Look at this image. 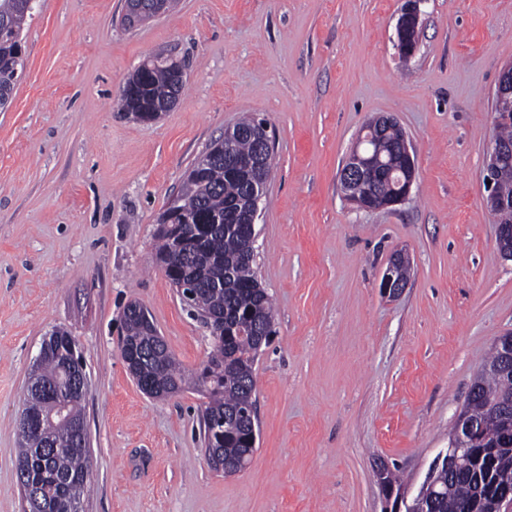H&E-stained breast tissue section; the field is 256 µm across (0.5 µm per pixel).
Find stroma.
<instances>
[{"label": "stroma", "instance_id": "1", "mask_svg": "<svg viewBox=\"0 0 512 512\" xmlns=\"http://www.w3.org/2000/svg\"><path fill=\"white\" fill-rule=\"evenodd\" d=\"M401 0H178L145 25L125 0H39L0 109V512H22L19 423L44 339L75 337L88 382L82 512H380L376 473L420 484L496 339L512 332V260L495 245L484 167L512 0H423L419 49L395 47ZM186 87L154 122L117 96L145 59ZM393 115L418 156L402 204L362 211L340 171L364 124ZM265 119L274 169L258 280L276 334L255 362L249 466L215 471L195 389L154 399L120 352L138 301L181 365L209 330L156 257L157 219L211 140ZM408 285L384 298L391 255Z\"/></svg>", "mask_w": 512, "mask_h": 512}]
</instances>
